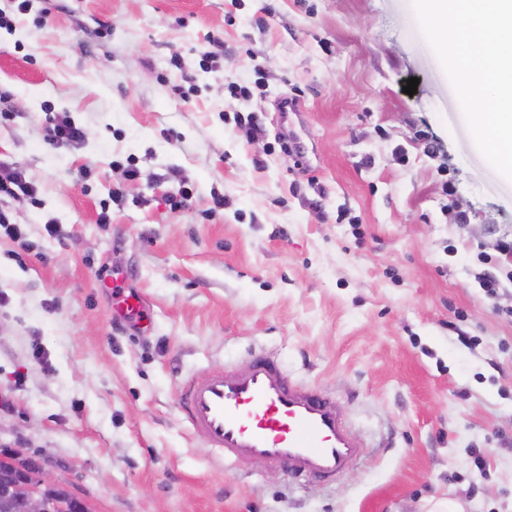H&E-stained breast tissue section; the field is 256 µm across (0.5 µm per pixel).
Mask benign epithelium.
<instances>
[{
	"label": "benign epithelium",
	"instance_id": "benign-epithelium-1",
	"mask_svg": "<svg viewBox=\"0 0 512 512\" xmlns=\"http://www.w3.org/2000/svg\"><path fill=\"white\" fill-rule=\"evenodd\" d=\"M56 485L37 457L18 448L0 454V492L20 502L23 512H67L65 500L51 493Z\"/></svg>",
	"mask_w": 512,
	"mask_h": 512
}]
</instances>
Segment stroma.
<instances>
[{
  "label": "stroma",
  "instance_id": "obj_1",
  "mask_svg": "<svg viewBox=\"0 0 512 512\" xmlns=\"http://www.w3.org/2000/svg\"><path fill=\"white\" fill-rule=\"evenodd\" d=\"M18 3L0 156L40 203L0 197L31 245L0 236V448L96 512H512V287L475 279L512 182L411 0ZM61 112L78 146L45 142ZM111 280L147 326L114 317ZM261 351L339 399L365 450L336 481L224 459L183 420L186 379Z\"/></svg>",
  "mask_w": 512,
  "mask_h": 512
}]
</instances>
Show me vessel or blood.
I'll return each instance as SVG.
<instances>
[{"label":"vessel or blood","mask_w":512,"mask_h":512,"mask_svg":"<svg viewBox=\"0 0 512 512\" xmlns=\"http://www.w3.org/2000/svg\"><path fill=\"white\" fill-rule=\"evenodd\" d=\"M181 410L210 448L260 467L333 480L362 452L335 399L293 384L265 353L253 356L246 369L185 382Z\"/></svg>","instance_id":"b4317fda"}]
</instances>
